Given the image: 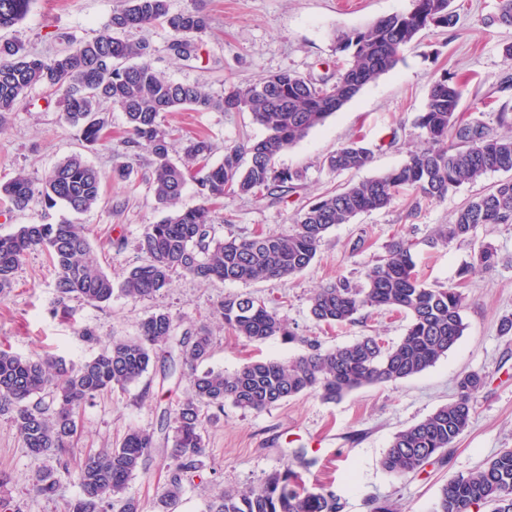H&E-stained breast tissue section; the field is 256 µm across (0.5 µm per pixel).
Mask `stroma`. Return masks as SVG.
<instances>
[{
  "label": "stroma",
  "mask_w": 512,
  "mask_h": 512,
  "mask_svg": "<svg viewBox=\"0 0 512 512\" xmlns=\"http://www.w3.org/2000/svg\"><path fill=\"white\" fill-rule=\"evenodd\" d=\"M120 2L30 0L25 17L1 30L0 40L51 55L106 34ZM194 4L209 18L206 32L194 39V57L175 56L169 49L173 34L160 24L131 30L127 37L150 44L149 62L157 73L178 83L206 84L220 99L230 84L281 71L307 78L332 74L334 31L364 28L381 17L407 11L411 0H169L174 12ZM453 7L458 14L455 27L421 33L416 43L405 48L393 71L365 86L323 126L277 158V166L302 173L303 187L297 194L282 204L253 196H225L212 215L213 235L222 240L257 232L288 234L294 216L324 192L400 166L411 151L424 145L416 118L433 78L442 72L465 82L459 107L464 120L482 122L491 132L503 134L496 111L504 103L512 106V89H500L504 80L512 79V58L504 54L505 44L512 43V27L496 24L498 0H453ZM105 117L111 141L88 147L65 121L58 96L37 86L17 103L0 129V180L19 174L41 180L58 161L76 153L102 172L122 164L131 174L124 180L105 181L103 203L79 215L60 205L47 207L38 199L22 211L0 202V234L22 224L65 219L87 225L103 270L117 279L144 261L138 239L145 225L160 220L164 211L153 192V156L126 147L125 116L119 107L106 106ZM162 121L175 129L177 139L209 138L215 164L222 161L225 146L265 134L249 113L219 108H183L165 113ZM351 139L363 140L372 149V163L358 171H329L324 163L327 155ZM511 177L491 172L441 201L407 193L390 208L359 214L329 230L307 269L281 280L204 283L176 274L168 288L135 301L120 294L97 306L71 300L70 318L55 310L54 267L44 251H32L23 258L11 288L0 292V347L27 358L56 354L78 363L93 356L99 344L136 336L142 319L155 312L171 313L179 332L209 333L213 351L206 365L227 373L254 357L294 359L304 352L307 338L318 340L325 350L369 335L393 345L410 322L405 313L366 309L356 323L331 328L311 318L309 299L317 288L336 279L362 281L366 266L385 256L391 241L408 240L417 269L428 283L462 287L466 328L458 343L416 376L395 384L367 385L334 403L303 395L259 413L225 404L219 421L207 428L203 471L185 482L170 512H204L216 489L256 483L281 468L295 448L318 459L316 466L302 473L307 487L333 485L344 499L343 512H372L381 502L394 504L398 512H432L450 476L469 472L501 449L512 448V335L499 332L501 318L512 315V224L480 227L474 238L445 248L432 246L431 236L472 196ZM483 244L497 250L501 262L496 269L472 268L473 255ZM240 294L263 299L287 321L298 342L274 337L254 343L225 330L220 305L225 296ZM85 327L94 331L97 343L83 340L80 331ZM166 367V362L154 363L138 382L98 396L81 414L78 447L82 450L112 447L133 427L154 431L158 449L126 489L143 512H156L166 479L171 411L192 392L186 372L179 369L169 375ZM473 371L485 375L486 385L474 399L469 427L453 447L407 478L387 473L380 460L394 434L451 401L458 378ZM56 465L55 459L30 454L9 416L0 415V474L8 479L4 496L10 501L9 512H62L80 492L72 480H61L51 499L31 490L35 477Z\"/></svg>",
  "instance_id": "1"
}]
</instances>
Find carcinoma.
Wrapping results in <instances>:
<instances>
[{"label":"carcinoma","mask_w":512,"mask_h":512,"mask_svg":"<svg viewBox=\"0 0 512 512\" xmlns=\"http://www.w3.org/2000/svg\"><path fill=\"white\" fill-rule=\"evenodd\" d=\"M452 0H412L409 11L383 17L363 29L336 36V53L347 67L335 80L305 78L283 71L255 82L233 84L217 101L203 84H182L163 78L147 62L150 45L120 34L156 22L175 38L169 49L181 57L194 49L191 37L204 33L208 17L197 7L172 13L168 0H123L112 11V34L82 41L52 56L24 51L0 40V128L17 103L41 85L58 94L66 121L79 128L93 146L105 139L103 106L124 112L130 137L126 144L146 149L155 158L153 190L158 204L170 213L145 226L138 249L145 262L129 268L119 282L101 269L87 228L73 221L22 224L0 234V292L11 287L25 255L35 249L49 254L57 271L59 305L78 298L97 305L114 292L136 300L165 288L175 273L201 281L248 283L277 280L307 268L324 235L337 224H348L362 212L389 208L411 191L428 201H441L464 183L490 172H512V135L492 136L480 124L462 122V86L449 73L431 82L424 109L417 117L425 147L413 151L399 167L350 184L315 199L297 213L286 236L259 233L251 238L220 240L210 235L212 207L232 192L258 196L272 204L286 201L301 189L302 174L275 166L283 152L321 126L366 85L397 66L403 48L429 28L455 26ZM29 0H0V29L10 28L27 13ZM189 107L249 112L264 138L245 146L224 147V158L209 164L214 148L206 137L186 140L184 161H172L174 130L161 114ZM373 151L348 141L330 154L326 166L340 173L367 167ZM203 203L173 210L193 167ZM104 175L80 156H69L34 184L19 175L0 182V199L17 210L39 195L49 206L63 205L81 214L102 201ZM484 224H512V178L471 198L452 222L434 230L432 243L446 245L473 237ZM477 263L492 269L500 263L496 249L482 245ZM403 311L410 324L399 343L389 346L377 336L323 350L304 341L306 351L289 361L251 360L232 373L206 369L196 372L212 352L206 333L176 337L175 318L156 312L143 319L134 338H114L90 359L75 364L62 356L33 360L0 350V414H8L25 448L35 456H62L74 448L79 411L103 391L124 389L137 382L153 360L178 341L185 365L193 370V393L173 409L174 434L159 512H169L184 481L205 466L204 434L224 411V403L262 412L288 398L313 394L336 402L364 385L396 383L432 367L463 335L464 294L456 286L427 283L416 271L411 245L402 239L389 244L387 255L370 265L360 283L340 279L317 289L309 311L318 324H351L367 309ZM225 329L248 341L281 337L298 340L288 323L266 302L250 295L224 298ZM485 385L478 372L462 375L454 399L425 419L397 432L381 459L382 468L401 479L416 473L431 458L454 444L469 427L474 396ZM156 448L154 432L131 428L113 448L84 454L77 468L68 463L57 472L36 476L37 495L51 498L61 478L74 480L77 498L65 512H142L138 500L126 496L128 482L145 469ZM512 512V448L501 450L475 470L457 474L443 485L433 512ZM344 502L328 487L308 488L293 465L268 474L244 489L213 492L207 512H343Z\"/></svg>","instance_id":"carcinoma-1"}]
</instances>
